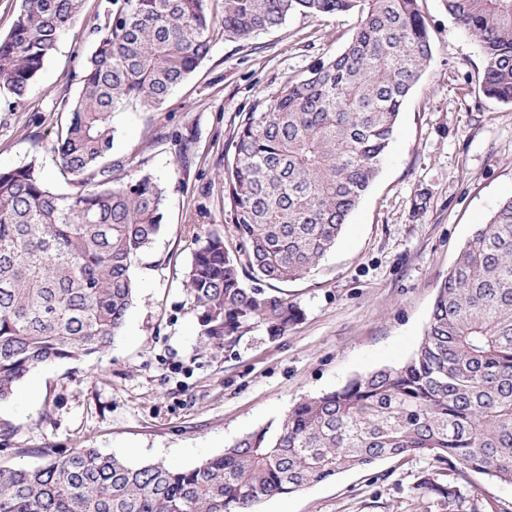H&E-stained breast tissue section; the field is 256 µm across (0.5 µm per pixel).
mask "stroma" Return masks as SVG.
Instances as JSON below:
<instances>
[{"instance_id":"1","label":"stroma","mask_w":512,"mask_h":512,"mask_svg":"<svg viewBox=\"0 0 512 512\" xmlns=\"http://www.w3.org/2000/svg\"><path fill=\"white\" fill-rule=\"evenodd\" d=\"M105 6L85 0L25 99H0V167L38 160L67 192L51 147ZM420 6L433 59L335 249L282 285L302 317L281 336L252 323L224 347L204 343L184 288L193 231L219 232L235 246L221 174L242 116L313 61L340 52L356 15H293L246 40L215 31L208 56L161 108L113 113V156L136 157L157 176L164 227L133 268L138 295L112 346L33 369L0 405V426L14 428L0 436L1 465H38L42 448H96L131 465L193 467L257 427L278 426L301 399L412 355L460 249L512 196V104L479 93V46L444 0ZM432 469L427 456L386 459L263 500L254 512H512V485L485 477L457 476L460 501L451 506L420 495L416 484Z\"/></svg>"}]
</instances>
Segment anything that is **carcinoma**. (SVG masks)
<instances>
[{
    "label": "carcinoma",
    "mask_w": 512,
    "mask_h": 512,
    "mask_svg": "<svg viewBox=\"0 0 512 512\" xmlns=\"http://www.w3.org/2000/svg\"><path fill=\"white\" fill-rule=\"evenodd\" d=\"M420 0H108L80 91L52 151L71 191L42 163L0 168V404L37 366L111 347L134 303L133 265L160 234L164 191L135 158H113L112 112L158 108L207 57L215 27L243 40L294 14H355L345 48L320 58L245 113L224 164L236 248L195 233L185 288L205 343L221 348L256 321L270 336L301 309L274 290L317 267L378 176L401 108L434 41ZM84 0H22L0 37V97L28 94ZM479 45L478 91L512 103V0H445ZM269 288H246L243 278ZM427 455L416 489L459 498L449 472L512 484V197L480 224L437 288L423 337L403 364L297 402L183 469L131 466L95 448L41 451L0 465V512H253L386 458Z\"/></svg>",
    "instance_id": "carcinoma-1"
}]
</instances>
